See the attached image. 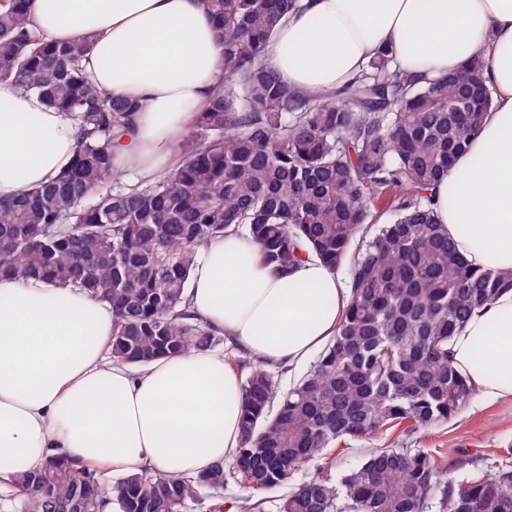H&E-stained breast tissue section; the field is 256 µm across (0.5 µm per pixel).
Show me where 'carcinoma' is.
Instances as JSON below:
<instances>
[{"label":"carcinoma","instance_id":"carcinoma-1","mask_svg":"<svg viewBox=\"0 0 512 512\" xmlns=\"http://www.w3.org/2000/svg\"><path fill=\"white\" fill-rule=\"evenodd\" d=\"M32 0H0V81L39 92L77 125L69 168L0 201V276L83 288L112 308L108 355L145 366L163 355L207 351L221 338L187 296L199 247L245 230L277 273L316 258L351 265L352 297L338 332L288 390L255 365L242 379L241 438L233 479L253 492L288 483L306 462L325 465L276 512H512V470L497 466L461 488L423 451L373 448L332 473L349 439L407 437L454 417L473 388L448 342L473 310L512 288V271H479L437 221L430 190L464 153L494 103L483 64L417 79L377 52L333 94L288 89L264 47L298 0H204L224 44V77L197 113L171 169L113 187L112 148L131 133L136 106L98 90L83 60L89 37L48 42L30 24ZM480 88L474 111L449 107ZM16 470L21 512H188L202 490L227 480L224 461L192 476L151 468L103 481L58 456Z\"/></svg>","mask_w":512,"mask_h":512}]
</instances>
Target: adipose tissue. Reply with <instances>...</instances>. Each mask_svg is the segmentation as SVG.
<instances>
[{
    "mask_svg": "<svg viewBox=\"0 0 512 512\" xmlns=\"http://www.w3.org/2000/svg\"><path fill=\"white\" fill-rule=\"evenodd\" d=\"M30 20L52 42L92 38L84 67L95 85L138 106L114 164L145 177L185 136L224 66L202 0H34ZM383 47L416 77L482 61L493 107L431 195L464 260L512 270V0H300L264 61L289 89L327 93ZM74 133L68 113L0 82V200L62 172ZM188 297L236 346L293 365L335 336L351 288L315 259L276 274L255 244L229 232L200 250ZM111 339L112 309L89 292L0 278V457L26 470L63 456L115 475L190 476L237 447L241 379L223 354L138 368L108 359ZM448 349L476 396L512 398V289L477 309Z\"/></svg>",
    "mask_w": 512,
    "mask_h": 512,
    "instance_id": "ef3b65f1",
    "label": "adipose tissue"
}]
</instances>
